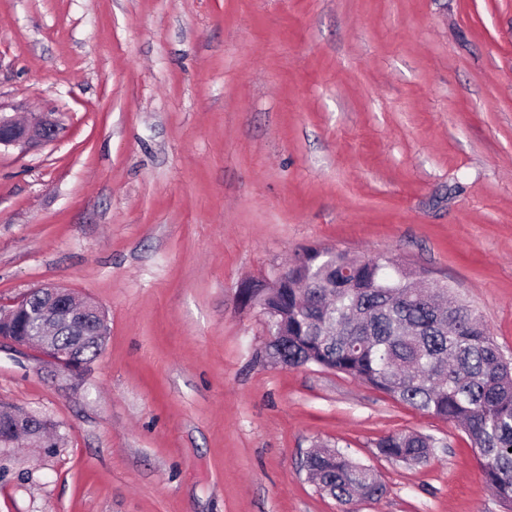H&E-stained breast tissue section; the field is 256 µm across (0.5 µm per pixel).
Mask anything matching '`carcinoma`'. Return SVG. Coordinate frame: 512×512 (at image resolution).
Masks as SVG:
<instances>
[{
  "mask_svg": "<svg viewBox=\"0 0 512 512\" xmlns=\"http://www.w3.org/2000/svg\"><path fill=\"white\" fill-rule=\"evenodd\" d=\"M329 261L288 268L265 303L285 332L269 356L295 369L316 366L357 379L422 413L460 427L478 450L484 482L512 512V361L468 305L445 299L448 284L415 287L414 272L390 257L326 250ZM378 452L428 463L434 439L414 432L380 438ZM307 478L348 506L384 492L378 473L329 446L310 452Z\"/></svg>",
  "mask_w": 512,
  "mask_h": 512,
  "instance_id": "1",
  "label": "carcinoma"
}]
</instances>
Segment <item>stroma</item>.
<instances>
[{"instance_id": "obj_1", "label": "stroma", "mask_w": 512, "mask_h": 512, "mask_svg": "<svg viewBox=\"0 0 512 512\" xmlns=\"http://www.w3.org/2000/svg\"><path fill=\"white\" fill-rule=\"evenodd\" d=\"M0 303L58 285L109 336L63 390L0 346V512H341L304 460L380 475L353 512H503L455 425L265 355L261 283L317 246L448 284L512 358V0H0ZM432 436L428 465L379 455ZM58 133L57 123L42 112L30 121H19L0 111V147L27 148L38 143L52 142ZM267 287L268 286H266L265 284L245 283L242 286V288L240 289L239 298H240V301L242 304H244L246 306L253 307V308H259L260 315H262L263 319H264L266 335L268 336L267 344H269V343H273V341L276 338V336H274V335H278V332L276 334H273V332L270 330V328L264 318L263 310L261 309V307H263V301L261 299L262 298L261 295L259 294L258 288H267ZM15 413L10 407L0 406V417L10 424V428L0 424V447L6 448L1 446V435L6 434L11 429L17 435L15 441L20 438V434L27 433L33 447L45 448L47 454H53L59 441L56 427L51 428L49 425L44 427L45 419L39 415L28 413L17 416ZM45 428H47L46 431H44ZM29 431L37 435H32Z\"/></svg>"}]
</instances>
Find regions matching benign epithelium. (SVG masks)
Returning <instances> with one entry per match:
<instances>
[{"mask_svg": "<svg viewBox=\"0 0 512 512\" xmlns=\"http://www.w3.org/2000/svg\"><path fill=\"white\" fill-rule=\"evenodd\" d=\"M58 126L51 116L45 112L30 121H20L0 112V147L27 148L38 143H49L57 137ZM260 285L246 283L239 292L242 304L253 308L263 307L259 294ZM38 296L41 312L38 323L40 338L35 341L37 349L51 363L52 381L62 389H71L80 380L83 364L72 352L57 349L53 336L63 328L74 332L81 329L84 323L95 325L94 339L103 343L107 336V321L101 309L94 303L84 300L69 289L56 286H45L28 292L21 299L0 309V343H7L15 348L24 349L26 345L15 338L17 319L24 315L31 303L32 296ZM0 418L10 424L14 434L20 435L29 431L30 443L35 448L58 447L59 435L56 428H44V418L28 413L18 416L9 407L0 406Z\"/></svg>", "mask_w": 512, "mask_h": 512, "instance_id": "obj_1", "label": "benign epithelium"}]
</instances>
